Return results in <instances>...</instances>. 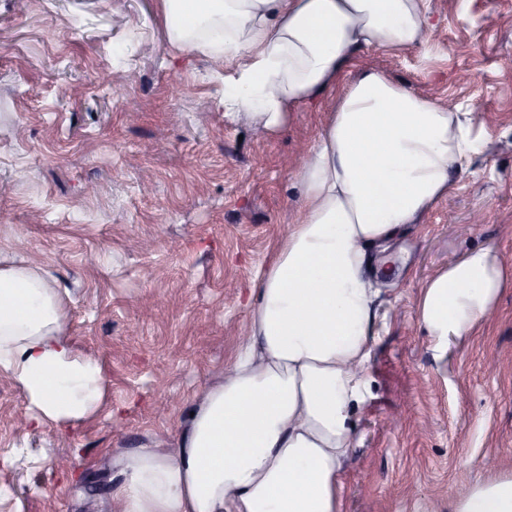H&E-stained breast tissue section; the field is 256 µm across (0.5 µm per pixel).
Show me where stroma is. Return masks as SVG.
<instances>
[{
	"instance_id": "35a3bbf8",
	"label": "stroma",
	"mask_w": 512,
	"mask_h": 512,
	"mask_svg": "<svg viewBox=\"0 0 512 512\" xmlns=\"http://www.w3.org/2000/svg\"><path fill=\"white\" fill-rule=\"evenodd\" d=\"M429 6L425 45L360 50L342 78L373 68L480 112L481 147L388 249L397 286L382 296L342 512H455L460 487L495 477L486 459L512 463V288L464 338L426 336L415 309L474 248L512 257V0ZM223 75L219 58L170 41L161 0H0V256L68 290L67 332L105 375L101 411L65 435L23 427L26 401L0 379V512H91L115 450L171 447L232 358L249 291L294 221L289 162L331 99L264 133L225 117Z\"/></svg>"
}]
</instances>
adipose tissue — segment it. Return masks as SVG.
<instances>
[{
	"mask_svg": "<svg viewBox=\"0 0 512 512\" xmlns=\"http://www.w3.org/2000/svg\"><path fill=\"white\" fill-rule=\"evenodd\" d=\"M428 0H161L172 42L224 61V107L266 131L307 112L360 48L427 43ZM468 113L381 72L349 83L293 176L301 202L255 290L234 356L192 403L168 450L118 451L114 512H340L352 413L386 280L370 269L478 148ZM512 288V265L471 250L426 283L417 321L468 336ZM58 286L0 257V378L27 424L62 432L98 410V359L77 352ZM455 512H512V473L472 486Z\"/></svg>",
	"mask_w": 512,
	"mask_h": 512,
	"instance_id": "adipose-tissue-1",
	"label": "adipose tissue"
}]
</instances>
